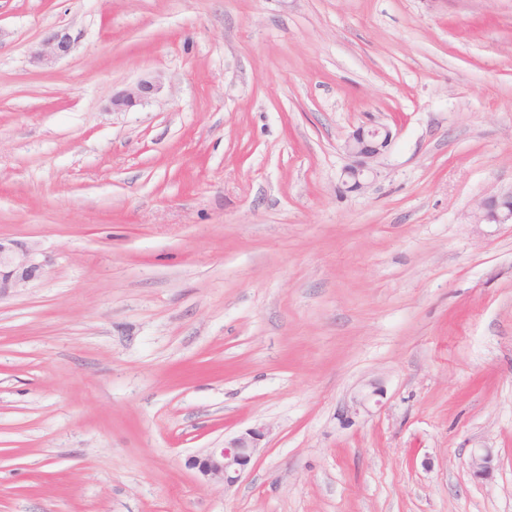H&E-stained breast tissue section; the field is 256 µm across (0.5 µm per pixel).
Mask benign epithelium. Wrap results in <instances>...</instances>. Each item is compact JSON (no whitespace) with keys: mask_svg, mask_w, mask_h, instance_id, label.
Masks as SVG:
<instances>
[{"mask_svg":"<svg viewBox=\"0 0 512 512\" xmlns=\"http://www.w3.org/2000/svg\"><path fill=\"white\" fill-rule=\"evenodd\" d=\"M78 40L69 29L52 30L38 45L34 58L42 66H52L69 56ZM161 86V77L148 74L135 84L112 95V110L128 111L154 95ZM394 135L390 127L375 122L369 127L355 129L345 140L344 151L352 163L343 170L344 183L352 191L364 190L373 175L372 163L392 145ZM480 219L496 224L512 222V197L503 195L490 198L480 205ZM42 264L37 261L32 248L14 240L0 238V298L9 296L17 289L37 279ZM266 429L253 428L234 437L220 448H210L200 456H194L189 465L209 480L234 485L244 468L251 462L264 439ZM492 450L479 448L471 454V469L477 476L489 473Z\"/></svg>","mask_w":512,"mask_h":512,"instance_id":"obj_1","label":"benign epithelium"}]
</instances>
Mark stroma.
Returning a JSON list of instances; mask_svg holds the SVG:
<instances>
[{
    "instance_id": "1",
    "label": "stroma",
    "mask_w": 512,
    "mask_h": 512,
    "mask_svg": "<svg viewBox=\"0 0 512 512\" xmlns=\"http://www.w3.org/2000/svg\"><path fill=\"white\" fill-rule=\"evenodd\" d=\"M509 191L512 0H0V512H512ZM78 38L68 28L54 29L39 43L34 58L39 65L52 66L73 52ZM160 86L161 77L159 75H145L135 84L112 94V110L118 112L128 111L158 92ZM393 139L392 130L382 122L358 127L347 137L344 151L352 163L344 168L343 179L351 191H362L368 186L374 173L371 164L390 148ZM480 220H488L496 224H507L512 222V208L510 207V196L503 195L500 198H490L480 205ZM42 273L31 247L0 237V298L26 286ZM266 433L263 427L249 429L228 443L224 441L220 448H209L202 455L193 456L189 465L206 479L232 486L257 453L259 443Z\"/></svg>"
}]
</instances>
